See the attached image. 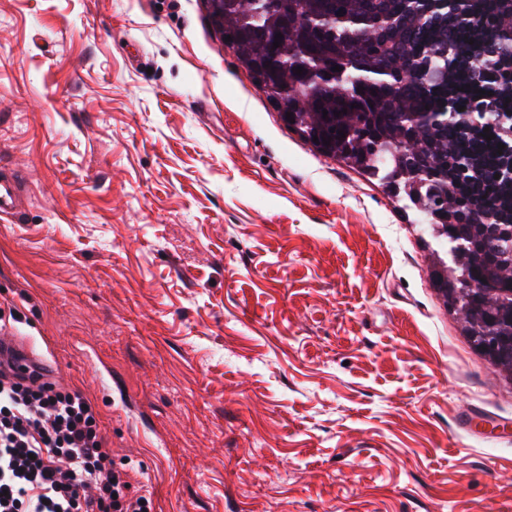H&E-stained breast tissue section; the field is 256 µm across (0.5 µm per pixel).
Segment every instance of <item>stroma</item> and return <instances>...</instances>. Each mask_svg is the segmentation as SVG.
I'll list each match as a JSON object with an SVG mask.
<instances>
[{
  "mask_svg": "<svg viewBox=\"0 0 512 512\" xmlns=\"http://www.w3.org/2000/svg\"><path fill=\"white\" fill-rule=\"evenodd\" d=\"M0 180V322L152 512H512V380L435 240L285 124L205 0H0Z\"/></svg>",
  "mask_w": 512,
  "mask_h": 512,
  "instance_id": "obj_1",
  "label": "stroma"
}]
</instances>
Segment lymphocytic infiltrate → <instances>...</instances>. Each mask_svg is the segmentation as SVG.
Returning a JSON list of instances; mask_svg holds the SVG:
<instances>
[{
  "label": "lymphocytic infiltrate",
  "mask_w": 512,
  "mask_h": 512,
  "mask_svg": "<svg viewBox=\"0 0 512 512\" xmlns=\"http://www.w3.org/2000/svg\"><path fill=\"white\" fill-rule=\"evenodd\" d=\"M145 497L88 397L0 357V512H150Z\"/></svg>",
  "instance_id": "lymphocytic-infiltrate-1"
}]
</instances>
